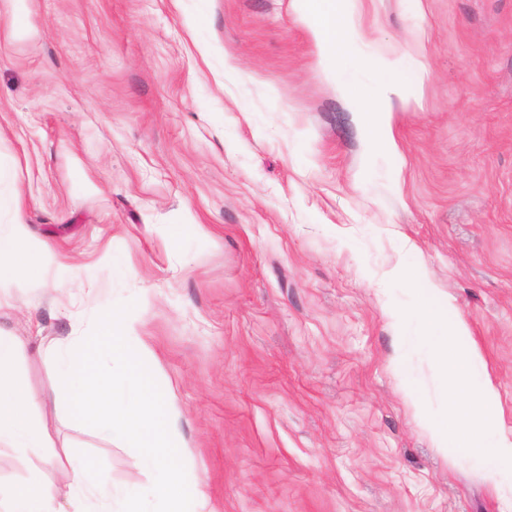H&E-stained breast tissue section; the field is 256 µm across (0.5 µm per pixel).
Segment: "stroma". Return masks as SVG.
<instances>
[{"mask_svg": "<svg viewBox=\"0 0 512 512\" xmlns=\"http://www.w3.org/2000/svg\"><path fill=\"white\" fill-rule=\"evenodd\" d=\"M360 22L424 65L373 166L292 0H0V227L49 254L0 285V332L39 405L48 353L134 302L210 512H512L436 446V364L413 321L394 365L381 308L414 300L383 277L410 239L512 432V0H363ZM47 420L105 482L150 481L130 445ZM50 452L0 446V487L39 476L68 512Z\"/></svg>", "mask_w": 512, "mask_h": 512, "instance_id": "1", "label": "stroma"}]
</instances>
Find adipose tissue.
I'll return each mask as SVG.
<instances>
[{
  "mask_svg": "<svg viewBox=\"0 0 512 512\" xmlns=\"http://www.w3.org/2000/svg\"><path fill=\"white\" fill-rule=\"evenodd\" d=\"M294 2L319 55L331 60L340 52H348L355 70L371 74L377 85V100L371 103L355 93L350 81L336 80L337 90L354 104L359 115L370 142L369 159L396 152L393 117L398 105L415 93L413 84L404 83L400 73L404 67H416V60L404 53L385 55L373 48L359 22L361 0ZM21 349L20 337L0 334V445L34 452L46 447L49 430L45 421L33 420L23 383L13 375V363ZM56 499L53 487L34 482L8 495L5 512H59Z\"/></svg>",
  "mask_w": 512,
  "mask_h": 512,
  "instance_id": "ef3b65f1",
  "label": "adipose tissue"
}]
</instances>
